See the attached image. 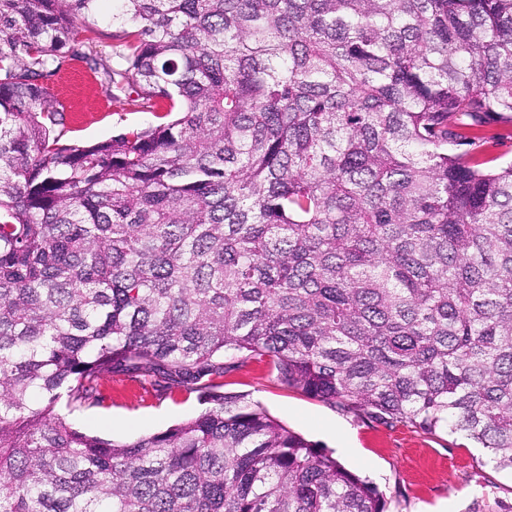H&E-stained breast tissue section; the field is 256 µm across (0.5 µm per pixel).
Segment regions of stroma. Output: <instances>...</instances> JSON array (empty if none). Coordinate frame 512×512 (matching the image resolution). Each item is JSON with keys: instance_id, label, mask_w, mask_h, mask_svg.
<instances>
[{"instance_id": "35a3bbf8", "label": "stroma", "mask_w": 512, "mask_h": 512, "mask_svg": "<svg viewBox=\"0 0 512 512\" xmlns=\"http://www.w3.org/2000/svg\"><path fill=\"white\" fill-rule=\"evenodd\" d=\"M46 77L51 94L69 96L62 143L91 145L172 120L112 99L104 67L113 65L112 21L97 15ZM224 390L247 395L288 429L332 454L382 494L385 512H512V473L458 434H429L395 420L342 409L281 384L261 360L224 357ZM202 410L196 397L107 374L97 403L65 412L79 430L118 442L160 432Z\"/></svg>"}]
</instances>
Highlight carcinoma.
<instances>
[{
	"instance_id": "1",
	"label": "carcinoma",
	"mask_w": 512,
	"mask_h": 512,
	"mask_svg": "<svg viewBox=\"0 0 512 512\" xmlns=\"http://www.w3.org/2000/svg\"><path fill=\"white\" fill-rule=\"evenodd\" d=\"M102 0H0V512H384L227 394L231 351L512 473V0H111L91 146L41 80ZM131 372L197 394L132 442L58 414ZM497 130L504 134H510L511 132L510 137L503 140L490 131L489 138L484 143L483 148L490 156L499 158V162H510L512 160V125Z\"/></svg>"
}]
</instances>
